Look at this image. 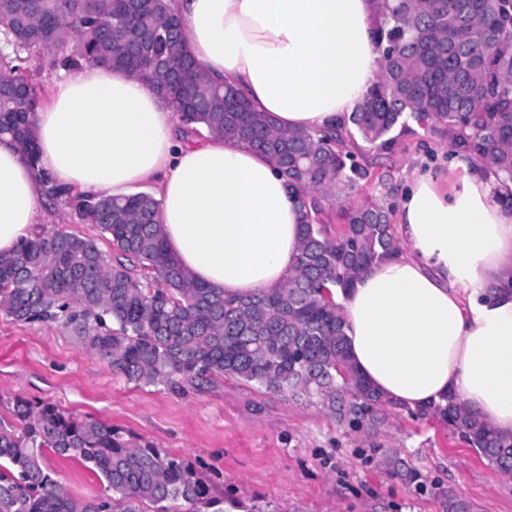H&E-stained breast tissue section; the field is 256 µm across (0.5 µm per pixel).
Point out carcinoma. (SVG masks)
Segmentation results:
<instances>
[{
  "instance_id": "carcinoma-1",
  "label": "carcinoma",
  "mask_w": 512,
  "mask_h": 512,
  "mask_svg": "<svg viewBox=\"0 0 512 512\" xmlns=\"http://www.w3.org/2000/svg\"><path fill=\"white\" fill-rule=\"evenodd\" d=\"M379 74L348 121L322 133L275 126L236 89L212 82L190 53L168 0H0L4 49L37 53L54 68L85 64L150 77L189 134L237 140L271 159L296 195L304 224L297 265L278 288L226 295L196 284L167 252L160 203L149 192L67 193L42 177L38 192L77 211L112 246L66 230L36 232L0 256V312L52 322L137 385H201L234 375L292 399L316 398L354 429L380 425L396 405L355 369L344 293L399 251L392 209L356 202L369 176L347 144L381 150L416 123L512 181V0H375ZM73 54L63 52L69 40ZM0 136L36 165L31 116L41 94L18 65L0 67ZM341 211L331 234L324 216ZM0 424V512H224L194 463L111 424L79 419L49 401L14 405ZM448 432L512 476V436L488 429L453 400L435 410ZM102 476L105 493L78 502L45 471V452Z\"/></svg>"
}]
</instances>
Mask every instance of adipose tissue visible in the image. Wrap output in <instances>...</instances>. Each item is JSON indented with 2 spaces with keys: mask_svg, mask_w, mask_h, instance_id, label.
I'll use <instances>...</instances> for the list:
<instances>
[{
  "mask_svg": "<svg viewBox=\"0 0 512 512\" xmlns=\"http://www.w3.org/2000/svg\"><path fill=\"white\" fill-rule=\"evenodd\" d=\"M207 76L240 88L284 130L336 126L377 79L370 0H172ZM39 163L0 138V253L39 222L40 174L122 196L152 182L167 251L227 295L279 287L299 257L300 208L248 145L185 136L173 106L126 71L86 65L56 78L34 118ZM475 158L447 178L413 173L397 211L402 248L343 301L352 361L400 409L455 399L512 434V208Z\"/></svg>",
  "mask_w": 512,
  "mask_h": 512,
  "instance_id": "ef3b65f1",
  "label": "adipose tissue"
}]
</instances>
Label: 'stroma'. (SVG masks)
<instances>
[{
  "label": "stroma",
  "mask_w": 512,
  "mask_h": 512,
  "mask_svg": "<svg viewBox=\"0 0 512 512\" xmlns=\"http://www.w3.org/2000/svg\"><path fill=\"white\" fill-rule=\"evenodd\" d=\"M447 159V143L397 134L357 197L397 204L417 167ZM19 399L53 401L191 460L212 494L241 512H446L451 494L478 512H512V478L438 417L397 409L376 428L353 432L318 399L291 400L232 376L201 389L136 385L56 325L0 313V420H11ZM395 457L415 480L393 474ZM44 464L76 500L104 492L79 462L49 452Z\"/></svg>",
  "instance_id": "stroma-1"
}]
</instances>
